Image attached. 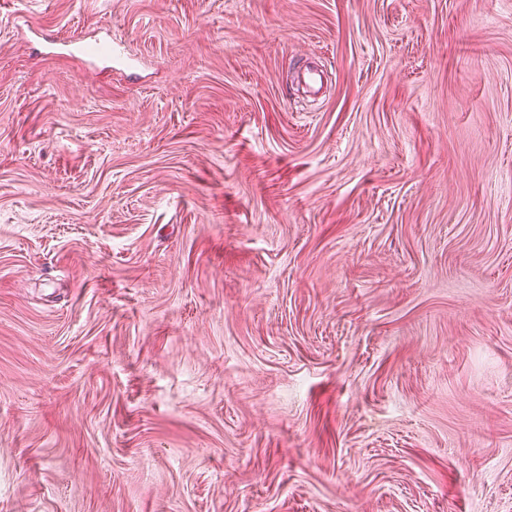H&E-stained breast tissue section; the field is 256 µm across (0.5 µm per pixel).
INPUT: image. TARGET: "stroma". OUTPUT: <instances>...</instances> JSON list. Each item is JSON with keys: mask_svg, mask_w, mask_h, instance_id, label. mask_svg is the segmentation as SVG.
I'll use <instances>...</instances> for the list:
<instances>
[{"mask_svg": "<svg viewBox=\"0 0 512 512\" xmlns=\"http://www.w3.org/2000/svg\"><path fill=\"white\" fill-rule=\"evenodd\" d=\"M0 512H512V0H0Z\"/></svg>", "mask_w": 512, "mask_h": 512, "instance_id": "1", "label": "stroma"}]
</instances>
